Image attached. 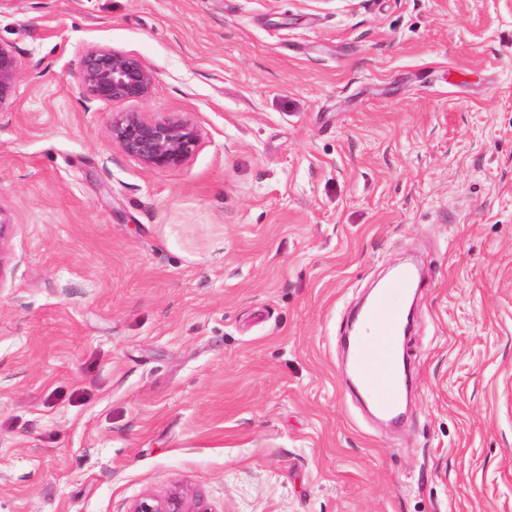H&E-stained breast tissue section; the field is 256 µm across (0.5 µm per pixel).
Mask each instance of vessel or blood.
<instances>
[{"mask_svg": "<svg viewBox=\"0 0 512 512\" xmlns=\"http://www.w3.org/2000/svg\"><path fill=\"white\" fill-rule=\"evenodd\" d=\"M415 285V272L406 267L396 272L363 311L371 336H355L350 341L351 364L361 389L385 415L395 414L400 405L404 383L397 342L403 325L401 298Z\"/></svg>", "mask_w": 512, "mask_h": 512, "instance_id": "1", "label": "vessel or blood"}]
</instances>
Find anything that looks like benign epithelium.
I'll list each match as a JSON object with an SVG mask.
<instances>
[{"instance_id":"benign-epithelium-1","label":"benign epithelium","mask_w":512,"mask_h":512,"mask_svg":"<svg viewBox=\"0 0 512 512\" xmlns=\"http://www.w3.org/2000/svg\"><path fill=\"white\" fill-rule=\"evenodd\" d=\"M21 73L16 48L0 42V114L15 111V88ZM154 82L153 71L139 57L111 47L90 46L80 60L79 84L88 102L146 100L151 97ZM109 132L126 156L152 170L182 165L200 140L195 122L183 115L149 118L140 112H121L112 117ZM129 512L212 510L201 496L174 490L161 496L145 494Z\"/></svg>"}]
</instances>
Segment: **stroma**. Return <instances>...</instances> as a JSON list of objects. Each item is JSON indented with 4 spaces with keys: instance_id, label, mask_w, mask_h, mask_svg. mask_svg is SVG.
<instances>
[{
    "instance_id": "stroma-1",
    "label": "stroma",
    "mask_w": 512,
    "mask_h": 512,
    "mask_svg": "<svg viewBox=\"0 0 512 512\" xmlns=\"http://www.w3.org/2000/svg\"><path fill=\"white\" fill-rule=\"evenodd\" d=\"M0 512H512V0H0ZM153 70L87 102L84 50ZM120 112L189 116L149 170ZM414 389L351 393L410 256ZM22 63L13 45L0 42V114L15 112V88ZM109 132L126 156L152 170L182 165L200 140L195 122L183 115L149 118L140 112H121L113 115ZM128 512H213L207 502L197 494L183 490L165 495L145 494L139 497Z\"/></svg>"
}]
</instances>
